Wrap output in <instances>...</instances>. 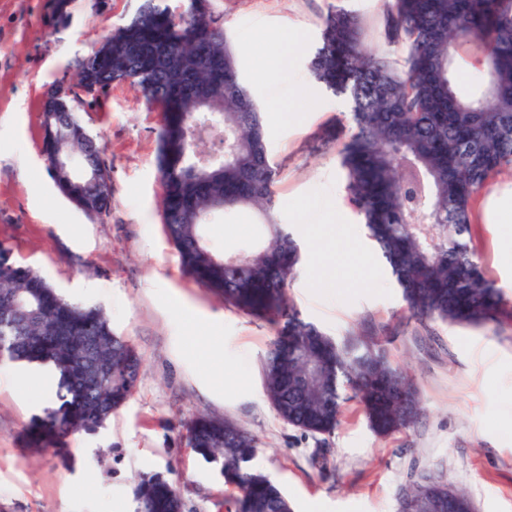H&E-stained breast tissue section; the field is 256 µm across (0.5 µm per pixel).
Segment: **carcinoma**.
Returning <instances> with one entry per match:
<instances>
[{"instance_id":"cac0c4a2","label":"carcinoma","mask_w":512,"mask_h":512,"mask_svg":"<svg viewBox=\"0 0 512 512\" xmlns=\"http://www.w3.org/2000/svg\"><path fill=\"white\" fill-rule=\"evenodd\" d=\"M402 63L363 47L360 21L328 15L311 62L316 79L349 106L351 134L340 151L346 199L389 269L409 313L468 326L497 321L509 306L465 239L471 200L512 170V0H384ZM486 49L482 78L460 88L456 47ZM136 85L161 109L157 172L160 221L183 274L225 304L264 321L273 339L263 363L266 394L279 417L306 432L331 434L343 404L360 403L386 435L409 427L420 400L408 376L376 340L340 345L290 302L300 263L292 234L274 222L270 160L262 115L211 0H142L131 21L97 42L78 65L76 83L46 93L42 153L59 191L102 218L112 205L105 147L77 132L73 112L113 86ZM224 121V164L195 166L202 152L192 122ZM67 159L56 164V157ZM240 207L262 218L258 245L236 264L206 237V226ZM0 361L51 366L54 398L29 436L48 447L95 432L133 395L141 367L132 344L104 311L70 302L0 242ZM187 446L234 493L225 512H292L288 498L252 466L253 435L231 421L198 417ZM134 512H182L164 476L142 480Z\"/></svg>"}]
</instances>
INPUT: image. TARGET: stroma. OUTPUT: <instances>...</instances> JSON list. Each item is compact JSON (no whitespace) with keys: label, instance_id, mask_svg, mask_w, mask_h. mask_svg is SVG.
Instances as JSON below:
<instances>
[{"label":"stroma","instance_id":"obj_1","mask_svg":"<svg viewBox=\"0 0 512 512\" xmlns=\"http://www.w3.org/2000/svg\"><path fill=\"white\" fill-rule=\"evenodd\" d=\"M45 2L0 0V241L67 300L102 308L142 367L133 396L103 428L36 449L25 428L48 405L52 380L22 383L17 366L0 364V512H134L135 487L155 473L176 483L183 512H223L228 488L185 441L199 415L233 421L258 438L253 465L281 487L294 512H397L402 491L425 475L466 489L475 512H512V316L496 328L410 317L346 202L337 151L351 133L347 109L311 71L334 9L359 19L368 50L401 60L383 0H212L281 167L275 220L302 249L290 298L335 339L372 328L420 392L423 412L412 428L379 436L350 402L324 439L282 421L266 397L268 326L182 274L159 219L160 114L134 86L113 87L78 113L106 148L109 215L84 213L56 188L41 154V99L53 82L75 81L77 63L124 26L140 0H72L57 25ZM286 32L297 36L291 64L269 71L272 44ZM505 194H512V170L474 197L469 239L512 302V263L502 259L512 223L488 217L492 198ZM318 230L327 245L357 252L361 262L324 269L309 241ZM260 234L245 209L207 229L221 253H247ZM321 446L329 450L323 475L311 462Z\"/></svg>","mask_w":512,"mask_h":512}]
</instances>
